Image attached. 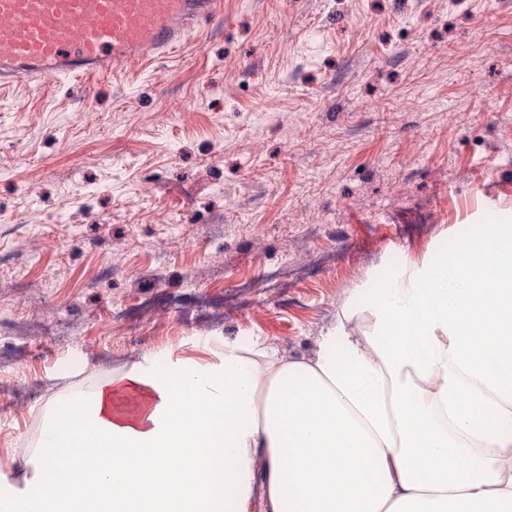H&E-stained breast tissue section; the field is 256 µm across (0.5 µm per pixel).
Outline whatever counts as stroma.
Masks as SVG:
<instances>
[{
    "instance_id": "obj_1",
    "label": "stroma",
    "mask_w": 512,
    "mask_h": 512,
    "mask_svg": "<svg viewBox=\"0 0 512 512\" xmlns=\"http://www.w3.org/2000/svg\"><path fill=\"white\" fill-rule=\"evenodd\" d=\"M222 10L150 65L0 88L2 470L63 393L203 336L311 355L366 271L512 214V0ZM145 301L169 326L129 335Z\"/></svg>"
}]
</instances>
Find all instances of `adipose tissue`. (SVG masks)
Instances as JSON below:
<instances>
[{
  "instance_id": "1",
  "label": "adipose tissue",
  "mask_w": 512,
  "mask_h": 512,
  "mask_svg": "<svg viewBox=\"0 0 512 512\" xmlns=\"http://www.w3.org/2000/svg\"><path fill=\"white\" fill-rule=\"evenodd\" d=\"M203 343L63 395L0 512H512L511 224L368 275L310 357Z\"/></svg>"
}]
</instances>
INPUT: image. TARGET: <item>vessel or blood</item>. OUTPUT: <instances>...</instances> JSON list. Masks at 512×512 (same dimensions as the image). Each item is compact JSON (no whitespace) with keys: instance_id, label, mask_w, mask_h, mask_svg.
<instances>
[{"instance_id":"vessel-or-blood-1","label":"vessel or blood","mask_w":512,"mask_h":512,"mask_svg":"<svg viewBox=\"0 0 512 512\" xmlns=\"http://www.w3.org/2000/svg\"><path fill=\"white\" fill-rule=\"evenodd\" d=\"M219 0H0V85L90 81L182 48Z\"/></svg>"}]
</instances>
